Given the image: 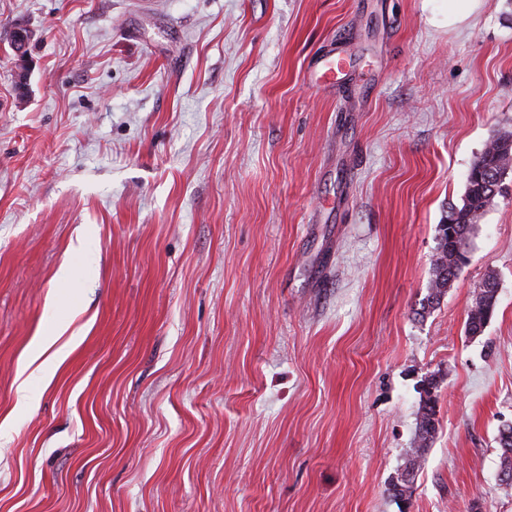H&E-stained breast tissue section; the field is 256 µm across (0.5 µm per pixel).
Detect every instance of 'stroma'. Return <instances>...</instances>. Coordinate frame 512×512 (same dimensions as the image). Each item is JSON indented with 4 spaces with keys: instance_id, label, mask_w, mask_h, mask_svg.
Instances as JSON below:
<instances>
[{
    "instance_id": "stroma-1",
    "label": "stroma",
    "mask_w": 512,
    "mask_h": 512,
    "mask_svg": "<svg viewBox=\"0 0 512 512\" xmlns=\"http://www.w3.org/2000/svg\"><path fill=\"white\" fill-rule=\"evenodd\" d=\"M431 9L0 0V512H512V173L423 307L439 224L512 132V0ZM339 54L346 90L317 89ZM51 333L67 355H35ZM447 2V0H437ZM482 0H448L437 5L432 21L439 25H452L461 17L470 15ZM344 75L341 56L338 57L337 62L328 58L316 60L312 68V82L323 87H336ZM472 306L467 315L466 331L471 337H478L484 333L487 323L491 319L498 300L499 282L493 273L483 281ZM438 385L436 379L429 380V387L425 391V398L421 399L417 413V422L415 430V448H413V458L398 473L395 482L392 484L391 491L395 498L408 499L412 496L416 472L419 468L420 458L427 448L429 441L436 435L439 427L435 400L429 389ZM498 443L501 449L500 469L503 472L508 485L512 484V425H508L499 431Z\"/></svg>"
}]
</instances>
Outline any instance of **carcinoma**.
<instances>
[{"label":"carcinoma","mask_w":512,"mask_h":512,"mask_svg":"<svg viewBox=\"0 0 512 512\" xmlns=\"http://www.w3.org/2000/svg\"><path fill=\"white\" fill-rule=\"evenodd\" d=\"M512 152V133L500 134L489 143V147L472 163L466 175V188L460 205L451 208L445 222L438 226V246L434 262L435 278L428 296V307L440 302L461 268L465 265V248L474 236L487 207L498 194L501 178L512 172V161L507 155ZM499 282L494 274L483 281L467 315L466 331L471 337L484 333L498 300ZM439 427L435 400L430 389L425 391L417 413L415 448L413 458L398 473L391 491L394 497L408 499L412 496L420 458L429 441ZM501 449L500 469L504 481L512 484V425L499 431Z\"/></svg>","instance_id":"1"}]
</instances>
